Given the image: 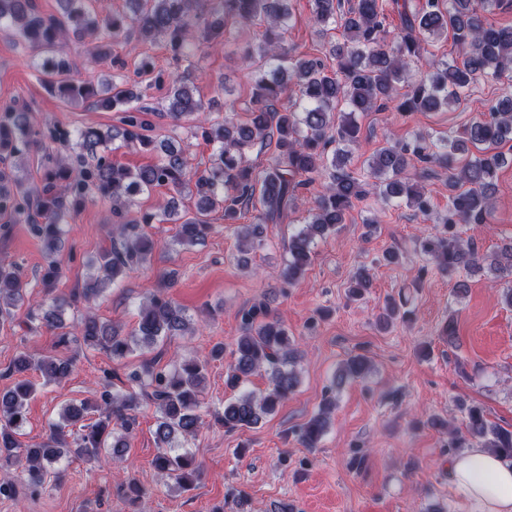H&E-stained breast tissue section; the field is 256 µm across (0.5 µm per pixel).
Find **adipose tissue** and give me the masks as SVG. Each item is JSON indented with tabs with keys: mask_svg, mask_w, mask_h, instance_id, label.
I'll return each mask as SVG.
<instances>
[{
	"mask_svg": "<svg viewBox=\"0 0 512 512\" xmlns=\"http://www.w3.org/2000/svg\"><path fill=\"white\" fill-rule=\"evenodd\" d=\"M448 471L467 512H512V460L472 448L450 458Z\"/></svg>",
	"mask_w": 512,
	"mask_h": 512,
	"instance_id": "1",
	"label": "adipose tissue"
}]
</instances>
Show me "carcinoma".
<instances>
[{
    "label": "carcinoma",
    "instance_id": "obj_1",
    "mask_svg": "<svg viewBox=\"0 0 512 512\" xmlns=\"http://www.w3.org/2000/svg\"><path fill=\"white\" fill-rule=\"evenodd\" d=\"M60 12L44 15L36 0H0V29L16 44L30 51L40 82L72 103L122 113L121 125L103 132L88 127L78 133L73 157L62 158L42 186H33L30 176L12 175L14 191L0 195V210L12 207L29 214L32 233L43 241L46 261L43 276L51 288L59 271L55 253L62 244L64 224L73 208L90 195L112 201V213L127 215L134 197L157 188H168L196 199V213L178 225L175 241L194 245L204 240L211 225L206 217L220 211L224 223L237 225V263L250 264V251L263 241L264 227L277 223L296 206L299 190L323 179L322 190L311 199L305 224L288 237V259L282 280L294 284L311 261L319 238L336 232L355 202L374 191L385 201L403 202L422 216L431 211L420 177L409 173L418 162L432 164L448 172V213L443 230L418 242L421 254L429 257L441 274L452 279L462 269L478 271L483 263L499 277L512 276V242L490 256L479 254L475 242L463 241L458 224H481L490 214L495 178L501 164L499 148L512 141V95L497 99L488 116L470 123L461 138L441 136L428 143L419 134L406 143L389 144L368 160L367 177L348 169L347 162L357 145L360 126L356 114L378 112L395 103L398 112H437L466 99L472 87L500 78L512 65V26L487 20L486 14L502 0H392L401 20L399 32L387 40L385 15L380 0H312L317 32L341 30V37L330 43L329 55L335 66L327 68L315 59L292 57L283 48V34L292 18L291 0H211L214 17L200 22L199 0H128L130 12L111 13L101 0H57ZM203 24L217 35L231 28L252 24L262 28L259 41L248 47L245 57L258 61L252 72L253 95L245 121L224 118L201 127V137L218 145L209 170L190 173L185 149L169 140H156L146 134L144 114L151 108L140 104L152 83L161 80L148 59L138 66L145 78L139 91L128 87L125 75L112 74L107 95L99 96L93 87L72 78V64L66 43L70 36L97 40L94 57L105 60L112 54L111 41L133 30L142 40L165 39L173 62L190 59L188 45L192 28ZM452 36L458 58L431 59L427 46ZM407 91L399 93L400 86ZM206 104L183 80L171 78L168 105L163 109L174 122ZM31 111L27 107L9 109L0 119V151L16 158L37 144ZM137 145L161 150L156 163L134 170L112 164L101 156L109 145ZM274 147L271 164L259 168L249 155ZM256 211L254 222L241 224L242 214ZM175 212L171 203L157 212H142L113 227L112 246L88 263L81 297L94 301L106 284L150 263L158 242L149 228L163 223ZM372 285L370 269L358 267L351 275L348 297H363ZM75 297L48 295L37 311H28L31 328L45 326L60 331L59 342H69L66 311ZM25 305V288L19 270L0 264V320H13ZM401 314V305L390 299L378 316V326L388 329ZM194 319L159 287L140 306L132 330L121 335L112 324L100 321L91 311L77 319L75 330L83 343L94 350L123 360L136 349H152L158 342L188 330ZM242 334L231 351L232 362L224 383L239 389L257 373H265L270 388L257 395L244 391L224 403L215 413L224 429L234 431L257 425L276 412L299 383L298 350L293 347L288 327L261 303L241 310ZM208 360L184 359L167 368L144 362L127 374V388L112 391L102 384L93 402L67 404L59 420L49 427L45 441L23 445L20 437L28 422V401L35 384L23 378L37 372L43 384H58L72 372V363L51 357L21 353L8 368V375L19 376L12 388L0 392V469L19 466L32 488L42 487L55 473L62 457L97 462L106 455L114 462L125 461L129 440L135 432L137 416L150 405L156 412L155 442L158 451L154 469L187 491L201 475V465L186 449L185 441L195 437L206 413L204 397ZM367 360L350 357L344 376L364 379ZM333 400L303 424L296 434L304 448H316L325 434L333 410ZM465 432L449 429L443 419L433 417L429 424L448 431V452L456 453L478 446L512 459V430L497 426L480 406L464 407Z\"/></svg>",
    "mask_w": 512,
    "mask_h": 512
}]
</instances>
